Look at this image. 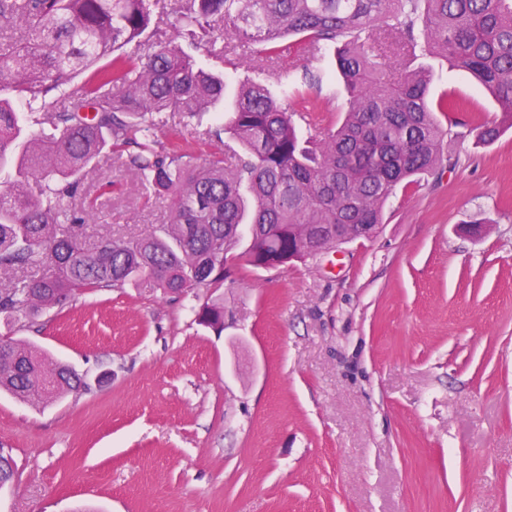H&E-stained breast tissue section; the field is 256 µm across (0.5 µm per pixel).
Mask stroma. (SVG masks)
Instances as JSON below:
<instances>
[{"instance_id":"obj_1","label":"stroma","mask_w":512,"mask_h":512,"mask_svg":"<svg viewBox=\"0 0 512 512\" xmlns=\"http://www.w3.org/2000/svg\"><path fill=\"white\" fill-rule=\"evenodd\" d=\"M251 69L318 134L347 94L333 50L284 40ZM431 95L462 103L448 158L399 187L378 236L224 282V332L198 325L196 296L156 288L77 292L37 324L0 322L86 374V391L42 405L0 394V447L15 465L0 512H512V129L491 144L500 106L427 54ZM223 122L172 115L157 137L203 160ZM93 234L164 224L133 171L84 181ZM481 220L474 239L462 226Z\"/></svg>"}]
</instances>
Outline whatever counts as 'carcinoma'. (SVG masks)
Returning a JSON list of instances; mask_svg holds the SVG:
<instances>
[{
  "label": "carcinoma",
  "instance_id": "1",
  "mask_svg": "<svg viewBox=\"0 0 512 512\" xmlns=\"http://www.w3.org/2000/svg\"><path fill=\"white\" fill-rule=\"evenodd\" d=\"M164 9L161 0H0V321H35L90 288L145 285L175 299L203 288L196 321L220 336L226 274L286 267L312 240L329 250L321 231L331 224L382 223L396 189L439 165L436 113L456 111L446 97L429 100L432 74L413 67L417 27L425 51L498 101L501 121L479 140L512 128V0H174L177 37L206 43L235 69L242 62L226 53V37L265 56L291 35L334 43L348 94L340 125L304 138L288 95L243 80L228 140L198 164L156 130L172 114L223 103L224 77L176 45L150 42ZM16 100L40 114L39 133L28 132ZM105 152L168 201L169 223L85 238L96 207L75 199ZM83 388L34 345L0 338V392L47 404Z\"/></svg>",
  "mask_w": 512,
  "mask_h": 512
}]
</instances>
